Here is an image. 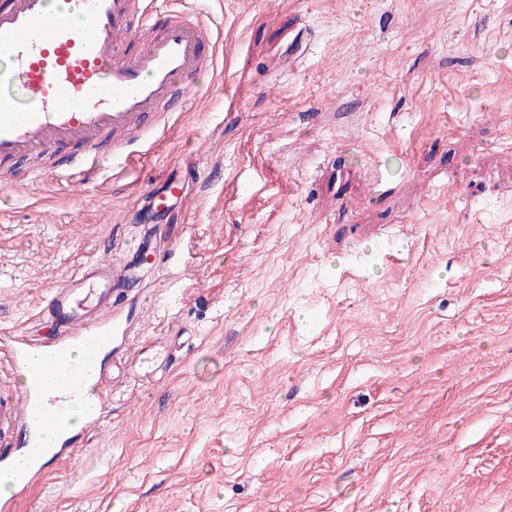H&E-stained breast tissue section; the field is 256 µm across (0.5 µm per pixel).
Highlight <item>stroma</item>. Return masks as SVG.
<instances>
[{
  "label": "stroma",
  "mask_w": 512,
  "mask_h": 512,
  "mask_svg": "<svg viewBox=\"0 0 512 512\" xmlns=\"http://www.w3.org/2000/svg\"><path fill=\"white\" fill-rule=\"evenodd\" d=\"M146 3L219 31L152 151L0 165V329L107 247L140 290L12 512H512V0ZM183 186L180 182L170 181L162 190L152 191L147 195L148 205L151 206L157 213L165 214L169 205H167L168 194L175 195L176 192L181 193Z\"/></svg>",
  "instance_id": "1"
}]
</instances>
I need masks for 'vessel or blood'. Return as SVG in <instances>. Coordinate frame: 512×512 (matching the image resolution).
<instances>
[{
	"mask_svg": "<svg viewBox=\"0 0 512 512\" xmlns=\"http://www.w3.org/2000/svg\"><path fill=\"white\" fill-rule=\"evenodd\" d=\"M213 40L196 12L154 14L143 0H0V162L48 155L51 176L96 184L106 161L147 141V115L167 127L175 93L213 66ZM124 282L111 256L89 260L44 302L53 342L0 334V356L27 375L0 401V475L16 493L42 477L44 454L73 455L71 406L104 424L103 361L128 334L112 301Z\"/></svg>",
	"mask_w": 512,
	"mask_h": 512,
	"instance_id": "b4317fda",
	"label": "vessel or blood"
}]
</instances>
